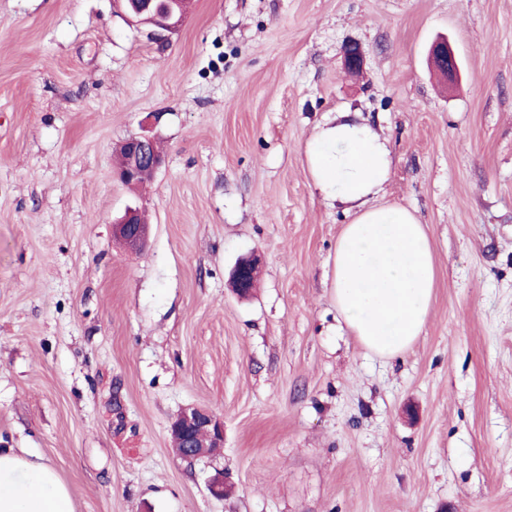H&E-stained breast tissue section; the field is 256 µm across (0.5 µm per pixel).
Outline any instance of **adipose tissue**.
<instances>
[{
  "label": "adipose tissue",
  "mask_w": 512,
  "mask_h": 512,
  "mask_svg": "<svg viewBox=\"0 0 512 512\" xmlns=\"http://www.w3.org/2000/svg\"><path fill=\"white\" fill-rule=\"evenodd\" d=\"M306 158L314 189L352 217L333 256L336 310L364 347L398 358L426 326L436 273L429 236L415 215L371 202L391 176L387 141L342 114L316 129ZM0 512H73V506L51 466L0 448Z\"/></svg>",
  "instance_id": "ef3b65f1"
}]
</instances>
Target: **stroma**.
Instances as JSON below:
<instances>
[{
  "label": "stroma",
  "mask_w": 512,
  "mask_h": 512,
  "mask_svg": "<svg viewBox=\"0 0 512 512\" xmlns=\"http://www.w3.org/2000/svg\"><path fill=\"white\" fill-rule=\"evenodd\" d=\"M341 112L388 140L378 200L431 242L393 360L332 299L350 218L305 146ZM146 129L165 162L132 190L116 149ZM130 208L141 252L113 233ZM190 406L224 419L215 460L172 452ZM0 448L74 512H512V0H195L162 42L114 0H0ZM429 57L434 67L449 81H454L460 74L459 61L448 44L442 39L435 42L430 49Z\"/></svg>",
  "instance_id": "obj_1"
}]
</instances>
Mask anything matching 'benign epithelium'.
<instances>
[{"label": "benign epithelium", "instance_id": "benign-epithelium-1", "mask_svg": "<svg viewBox=\"0 0 512 512\" xmlns=\"http://www.w3.org/2000/svg\"><path fill=\"white\" fill-rule=\"evenodd\" d=\"M123 5L121 14L131 24L149 25L158 37L175 31L187 14L191 0H177L178 9L162 14L152 9L153 0H118ZM429 57L434 67L449 81L460 74L459 61L445 39L435 42ZM363 63L359 45L350 44L345 48L344 64L350 71H357ZM121 149L126 162L119 167L117 176L124 184H132L147 175L155 174L163 165V155L156 148L155 138L147 133L126 140ZM114 235L122 242L142 248L148 240V225L142 223L136 210L128 211L122 220L113 226ZM257 269L256 262L245 260L234 270V286L238 294L246 295L252 288V277ZM170 435L174 453L184 462L212 457L211 447L224 445V419L204 407H188L181 410L170 424ZM211 495L220 498L229 492L224 484V472L217 470L207 483Z\"/></svg>", "mask_w": 512, "mask_h": 512}]
</instances>
